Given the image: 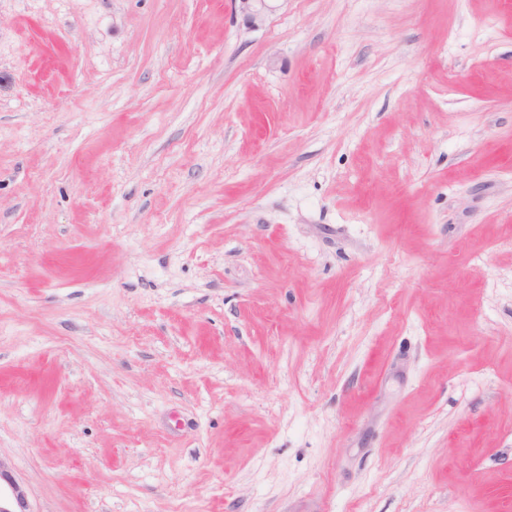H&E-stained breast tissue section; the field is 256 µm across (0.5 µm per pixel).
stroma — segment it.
Instances as JSON below:
<instances>
[{
  "mask_svg": "<svg viewBox=\"0 0 512 512\" xmlns=\"http://www.w3.org/2000/svg\"><path fill=\"white\" fill-rule=\"evenodd\" d=\"M0 460L32 512H512V0H0ZM238 2L240 12L244 17V23L248 29H254L262 26L267 18V13L271 7L267 2L277 0H234Z\"/></svg>",
  "mask_w": 512,
  "mask_h": 512,
  "instance_id": "1",
  "label": "stroma"
}]
</instances>
